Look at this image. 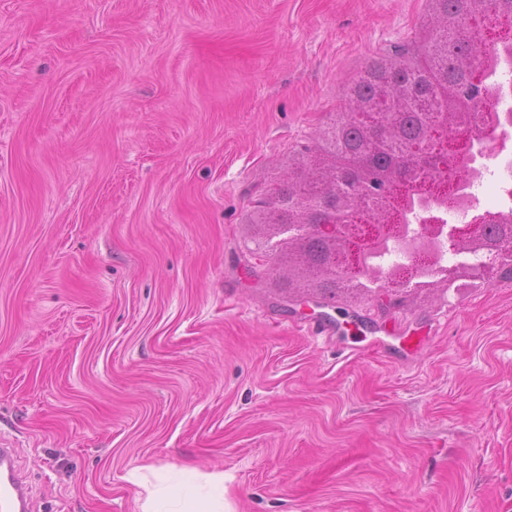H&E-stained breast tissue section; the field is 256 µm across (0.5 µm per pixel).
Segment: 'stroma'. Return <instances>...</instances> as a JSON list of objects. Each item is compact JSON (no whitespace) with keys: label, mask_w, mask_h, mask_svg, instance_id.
Listing matches in <instances>:
<instances>
[{"label":"stroma","mask_w":512,"mask_h":512,"mask_svg":"<svg viewBox=\"0 0 512 512\" xmlns=\"http://www.w3.org/2000/svg\"><path fill=\"white\" fill-rule=\"evenodd\" d=\"M428 0H0V437L31 512H141L129 471L227 512H512V283L445 255L403 304L249 268L271 174ZM473 214L512 210V127ZM317 322L327 337L312 336ZM128 479L147 491L143 512H224V496L218 490L224 484L223 474L180 470L157 476L155 484L147 485L137 470H132Z\"/></svg>","instance_id":"1"}]
</instances>
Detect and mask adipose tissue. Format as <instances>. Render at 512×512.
<instances>
[{
	"label": "adipose tissue",
	"mask_w": 512,
	"mask_h": 512,
	"mask_svg": "<svg viewBox=\"0 0 512 512\" xmlns=\"http://www.w3.org/2000/svg\"><path fill=\"white\" fill-rule=\"evenodd\" d=\"M224 477L182 470L158 476L146 488L142 512H224Z\"/></svg>",
	"instance_id": "1"
}]
</instances>
